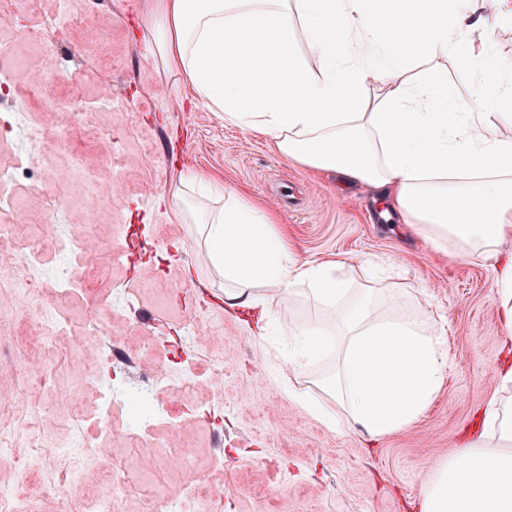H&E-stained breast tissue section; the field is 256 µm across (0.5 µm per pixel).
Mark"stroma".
I'll use <instances>...</instances> for the list:
<instances>
[{
  "label": "stroma",
  "mask_w": 512,
  "mask_h": 512,
  "mask_svg": "<svg viewBox=\"0 0 512 512\" xmlns=\"http://www.w3.org/2000/svg\"><path fill=\"white\" fill-rule=\"evenodd\" d=\"M146 24L143 0H35L31 10L0 9V51L20 66L0 89V167L20 162L28 170L15 236L50 257L58 236L85 232L91 261L72 269L90 277L85 294L45 299L67 316L71 333L59 342L73 353L57 361L53 347L34 337L25 367L0 357V425L11 431L14 456L0 464V491L14 486V463L25 460L41 488L33 512H64L67 499L100 486L112 459L123 462L134 486L114 512H144L151 500L176 501L210 486L223 495L222 512H421L420 488L432 464L477 435L476 415L496 389L493 365L505 355L506 331L488 297L494 260L457 261L399 218L377 222L369 188L346 187L333 174L285 162L261 133L225 122L205 103L178 100L181 77L163 70L139 43ZM32 131L40 149L20 158ZM184 173L271 207L300 260L341 256L394 267L406 285L403 307L431 318L448 354L439 392L412 424L372 444L326 426L289 399V390L313 391L336 369L332 355L301 372L288 363V328L314 304L279 298L263 338L225 311L222 282L210 269L189 278L197 259L194 227L169 206ZM131 234L139 257L113 265V250ZM20 271L15 252L0 244V347L23 333L14 320L20 302L5 284ZM193 299L210 326L199 343L175 344L159 328L189 316ZM93 313L100 334L88 337L85 322ZM107 343L120 348L116 372L131 383L194 360L201 368L194 396L217 409L209 421L188 416L177 431L158 437L159 445L186 447L190 467H161L157 448L111 438L104 456L81 460L78 484L65 499L46 491L56 457L30 456L28 439L76 438L67 400L94 405L97 391L87 375ZM212 357L223 359L222 375L206 369ZM27 369L49 373L45 386L28 395L30 404L44 407L32 425L15 405ZM218 451L223 468L207 470Z\"/></svg>",
  "instance_id": "1"
}]
</instances>
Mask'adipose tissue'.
I'll use <instances>...</instances> for the list:
<instances>
[{"label":"adipose tissue","instance_id":"ef3b65f1","mask_svg":"<svg viewBox=\"0 0 512 512\" xmlns=\"http://www.w3.org/2000/svg\"><path fill=\"white\" fill-rule=\"evenodd\" d=\"M142 44L227 122L288 162L374 191L437 251L494 256L512 238V61L494 45L512 0H145ZM466 63L464 79L444 63ZM175 215L198 227L199 262L224 308L265 333L283 295L320 308L289 328L295 363L336 351L334 376L297 399L330 427L371 440L430 405L446 368L434 324L371 309L345 262H299L270 211L204 178L180 179ZM480 439L433 463L422 512H512V399L480 414Z\"/></svg>","mask_w":512,"mask_h":512}]
</instances>
